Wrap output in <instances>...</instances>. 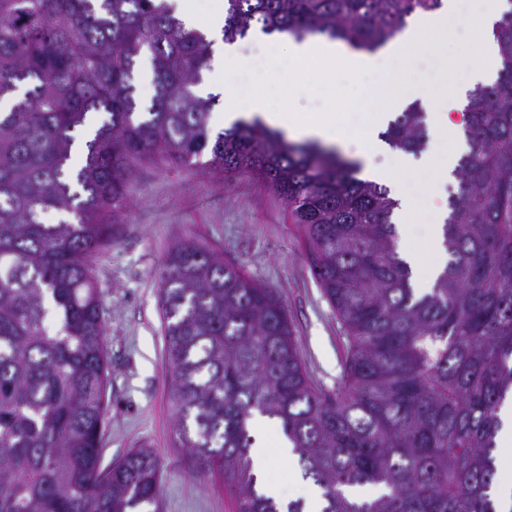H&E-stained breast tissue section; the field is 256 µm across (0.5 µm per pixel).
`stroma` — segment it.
Segmentation results:
<instances>
[{"mask_svg": "<svg viewBox=\"0 0 512 512\" xmlns=\"http://www.w3.org/2000/svg\"><path fill=\"white\" fill-rule=\"evenodd\" d=\"M427 40L436 46L427 82L443 98L464 80L461 71L447 72L449 58L463 53L476 59V38L466 34L462 48L440 47L435 34ZM187 237L278 292L307 371L324 391L336 389L347 339L312 273L305 230L273 191L246 174L224 179L195 169L138 168L117 240L93 264L111 362L104 458L139 446L154 449L162 461L161 512H236L227 483L198 474L186 450L174 445L157 273L170 246ZM268 432L267 482L305 499L312 481H296L298 461L280 459L277 421H270Z\"/></svg>", "mask_w": 512, "mask_h": 512, "instance_id": "stroma-1", "label": "stroma"}]
</instances>
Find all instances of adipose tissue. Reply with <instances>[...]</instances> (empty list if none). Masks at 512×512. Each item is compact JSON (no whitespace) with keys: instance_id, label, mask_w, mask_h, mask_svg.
Returning <instances> with one entry per match:
<instances>
[{"instance_id":"1","label":"adipose tissue","mask_w":512,"mask_h":512,"mask_svg":"<svg viewBox=\"0 0 512 512\" xmlns=\"http://www.w3.org/2000/svg\"><path fill=\"white\" fill-rule=\"evenodd\" d=\"M172 2L175 16L182 20L186 28L204 32L213 42L212 68L216 78L211 88L223 92L227 103L222 126H229L242 117L258 115L297 139L328 144L355 143V153L362 163L361 178L388 186L399 200L402 222L397 231L406 241L402 257L410 267L419 271V288L424 291L432 288L437 274L448 260L443 248V226L440 222H433L422 242L413 241L412 219L417 205L408 189L406 175L417 170L428 172L432 190L436 193L442 192L444 185L454 177L463 133V125L457 122L456 115L462 112L468 94L477 85L485 83L493 73L497 58L493 26L504 13L512 10V0H446L443 8L417 17L393 44L373 54L353 52L326 36L289 42L288 61L294 74L292 90L302 89L305 68L311 63L338 66L341 73L349 77L372 73L379 81L387 82L399 75L400 64L421 47L426 35L436 33L447 36L449 30L459 22L462 13L474 15L478 20L476 38L481 58L470 65L467 80L456 87L452 96L441 102L436 101L431 88L421 86L411 91L409 98L420 100L427 109L433 130L431 147L418 161L404 153L391 151L380 137L392 114L401 110L406 100L396 97L381 110L360 113L359 123L351 132L337 123L336 115L332 112H323L313 119L303 120L290 106L273 107L264 95L241 98L232 74L241 65L242 59L236 47L225 44L223 40V8H215L203 21L198 17L197 0ZM498 416L500 428L494 452L497 469L494 502L497 512H512V395L505 398Z\"/></svg>"}]
</instances>
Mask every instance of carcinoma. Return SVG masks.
<instances>
[{
	"instance_id": "carcinoma-1",
	"label": "carcinoma",
	"mask_w": 512,
	"mask_h": 512,
	"mask_svg": "<svg viewBox=\"0 0 512 512\" xmlns=\"http://www.w3.org/2000/svg\"><path fill=\"white\" fill-rule=\"evenodd\" d=\"M441 0H224V42L256 26L373 53ZM169 0H0V512H159L147 447L103 465L110 357L94 258L115 242L138 167L247 173L304 227L348 346L336 391L311 381L277 293L191 238L159 279L173 434L238 512H303L258 487L251 434L276 420L322 512H496L497 411L512 392V11L497 77L465 112L467 151L430 290L399 256L398 202L360 165L260 118L216 134L193 87L210 42ZM149 60L155 95L134 97ZM88 130L83 164L71 165ZM382 137L418 155L419 103ZM60 220L47 224L43 215ZM58 328L46 327L49 312Z\"/></svg>"
}]
</instances>
